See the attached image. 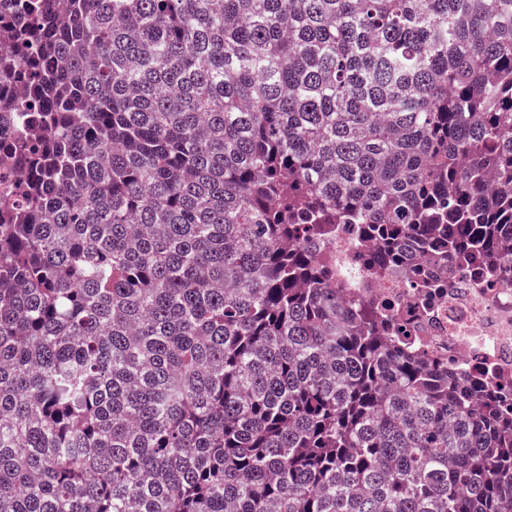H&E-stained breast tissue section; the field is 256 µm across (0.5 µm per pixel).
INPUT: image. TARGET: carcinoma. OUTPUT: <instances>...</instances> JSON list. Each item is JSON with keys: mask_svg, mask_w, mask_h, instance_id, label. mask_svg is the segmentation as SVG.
Wrapping results in <instances>:
<instances>
[{"mask_svg": "<svg viewBox=\"0 0 512 512\" xmlns=\"http://www.w3.org/2000/svg\"><path fill=\"white\" fill-rule=\"evenodd\" d=\"M0 512H512V403L341 298L512 273V0H17Z\"/></svg>", "mask_w": 512, "mask_h": 512, "instance_id": "carcinoma-1", "label": "carcinoma"}]
</instances>
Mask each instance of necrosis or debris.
<instances>
[{
  "label": "necrosis or debris",
  "instance_id": "4bbe7bcc",
  "mask_svg": "<svg viewBox=\"0 0 512 512\" xmlns=\"http://www.w3.org/2000/svg\"><path fill=\"white\" fill-rule=\"evenodd\" d=\"M331 249L351 274L347 297L402 323V347L429 354L461 378L485 374L493 385L512 389V277L436 267L432 276L442 289L429 296L405 271L368 277L359 256L377 248L358 239L356 225H337Z\"/></svg>",
  "mask_w": 512,
  "mask_h": 512
}]
</instances>
